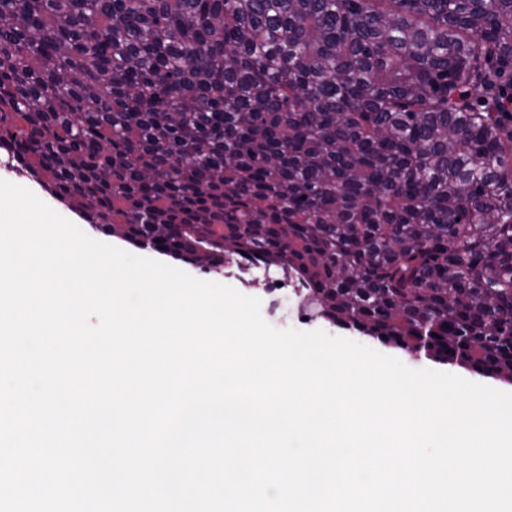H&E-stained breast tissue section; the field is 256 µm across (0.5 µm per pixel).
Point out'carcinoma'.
Here are the masks:
<instances>
[{
	"label": "carcinoma",
	"instance_id": "cac0c4a2",
	"mask_svg": "<svg viewBox=\"0 0 512 512\" xmlns=\"http://www.w3.org/2000/svg\"><path fill=\"white\" fill-rule=\"evenodd\" d=\"M512 0H0V149L185 263L512 383Z\"/></svg>",
	"mask_w": 512,
	"mask_h": 512
}]
</instances>
